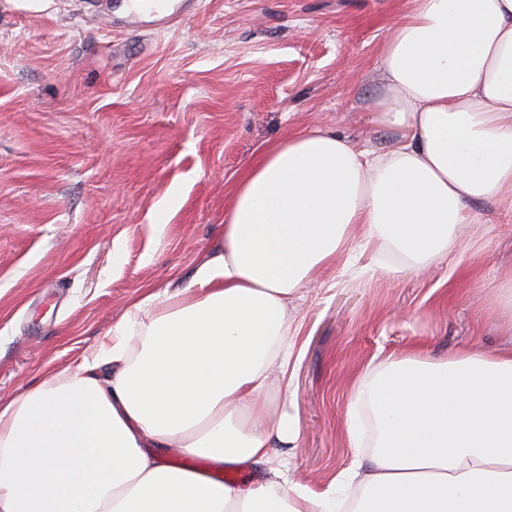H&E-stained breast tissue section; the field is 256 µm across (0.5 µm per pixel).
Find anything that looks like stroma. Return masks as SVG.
Listing matches in <instances>:
<instances>
[{
  "instance_id": "1",
  "label": "stroma",
  "mask_w": 512,
  "mask_h": 512,
  "mask_svg": "<svg viewBox=\"0 0 512 512\" xmlns=\"http://www.w3.org/2000/svg\"><path fill=\"white\" fill-rule=\"evenodd\" d=\"M408 0H203L172 27L129 26L122 0H0V397L72 364L143 286L185 285L219 252L242 168L301 128L386 149L369 122L376 61ZM508 204L479 205L420 274L312 275L288 303L299 433L291 479L326 490L354 454L352 384L421 343L434 359L512 346Z\"/></svg>"
}]
</instances>
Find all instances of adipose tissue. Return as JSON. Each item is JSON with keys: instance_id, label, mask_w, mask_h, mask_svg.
Instances as JSON below:
<instances>
[{"instance_id": "1", "label": "adipose tissue", "mask_w": 512, "mask_h": 512, "mask_svg": "<svg viewBox=\"0 0 512 512\" xmlns=\"http://www.w3.org/2000/svg\"><path fill=\"white\" fill-rule=\"evenodd\" d=\"M378 71L390 149L324 128L264 147L186 287L146 291L73 365L0 398V512H512V349L388 354L353 386L335 490L291 482L293 418L263 420L313 271L357 246L380 274L420 272L477 205L512 201V0H409Z\"/></svg>"}]
</instances>
